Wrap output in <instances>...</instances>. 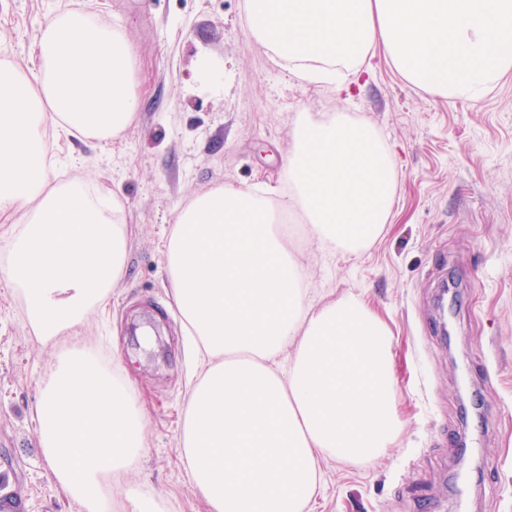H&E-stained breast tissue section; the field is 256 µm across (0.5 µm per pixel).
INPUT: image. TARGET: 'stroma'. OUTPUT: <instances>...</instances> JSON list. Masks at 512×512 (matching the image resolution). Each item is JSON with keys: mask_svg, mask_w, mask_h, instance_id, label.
<instances>
[{"mask_svg": "<svg viewBox=\"0 0 512 512\" xmlns=\"http://www.w3.org/2000/svg\"><path fill=\"white\" fill-rule=\"evenodd\" d=\"M62 4L124 30L138 114L108 146L59 141L83 162L58 177L119 191L133 234L105 313L53 343L37 339L0 274V500L16 512H81L56 485L33 410L57 359L85 345L103 366L120 361L144 401L146 451L124 485L167 512H207L180 460L197 358L169 294L164 233L194 195L274 176L296 113L343 110L393 152V217L357 255L324 260L300 223L292 240L313 297L359 293L389 324L406 426L375 463L323 462L312 512H455L460 494L468 512H512V73L471 103L419 90L378 53L344 102L248 38L244 0H0V62L34 68L32 44Z\"/></svg>", "mask_w": 512, "mask_h": 512, "instance_id": "1", "label": "stroma"}]
</instances>
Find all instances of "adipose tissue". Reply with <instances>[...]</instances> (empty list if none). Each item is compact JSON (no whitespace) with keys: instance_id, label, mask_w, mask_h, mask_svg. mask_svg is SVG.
Returning <instances> with one entry per match:
<instances>
[{"instance_id":"ef3b65f1","label":"adipose tissue","mask_w":512,"mask_h":512,"mask_svg":"<svg viewBox=\"0 0 512 512\" xmlns=\"http://www.w3.org/2000/svg\"><path fill=\"white\" fill-rule=\"evenodd\" d=\"M246 33L289 74L350 94L383 53L425 92L479 102L512 72V0H244ZM35 69L0 63V254L49 342L108 304L132 233L117 192L59 183L47 125L107 144L138 112L123 30L58 8ZM389 146L349 113H298L276 182L192 197L165 236V271L199 368L181 460L209 512H307L328 458L368 463L403 429L392 333L362 296L314 303L307 258L282 228L301 215L329 253H357L389 224Z\"/></svg>"}]
</instances>
